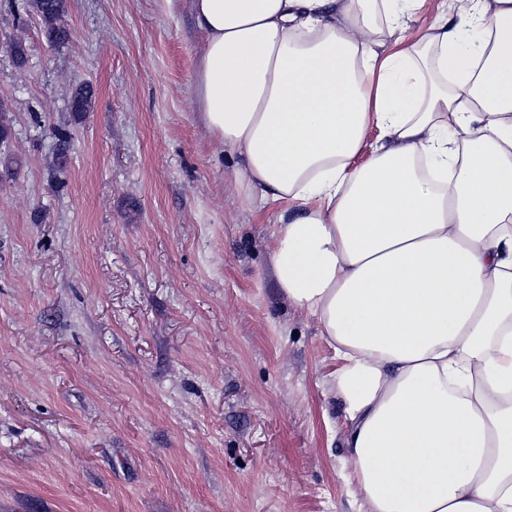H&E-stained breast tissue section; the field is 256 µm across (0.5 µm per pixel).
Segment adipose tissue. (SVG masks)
<instances>
[{"label": "adipose tissue", "mask_w": 512, "mask_h": 512, "mask_svg": "<svg viewBox=\"0 0 512 512\" xmlns=\"http://www.w3.org/2000/svg\"><path fill=\"white\" fill-rule=\"evenodd\" d=\"M427 2L190 0L196 96L250 209L282 207L369 512H512V0L409 41Z\"/></svg>", "instance_id": "1"}]
</instances>
